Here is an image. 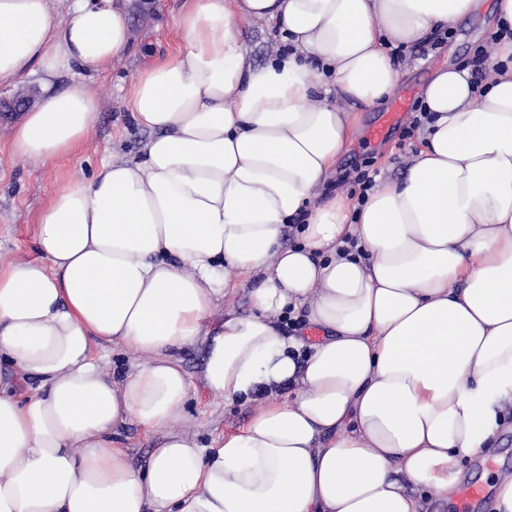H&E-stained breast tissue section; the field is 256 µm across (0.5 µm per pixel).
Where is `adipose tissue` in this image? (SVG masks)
<instances>
[{
    "label": "adipose tissue",
    "mask_w": 512,
    "mask_h": 512,
    "mask_svg": "<svg viewBox=\"0 0 512 512\" xmlns=\"http://www.w3.org/2000/svg\"><path fill=\"white\" fill-rule=\"evenodd\" d=\"M131 0H0V80L38 75L15 155L91 135L96 97L63 74L132 50ZM485 0H187L179 44L127 93L150 133L36 218L37 257L0 260V512H422L512 405V0L492 7V78L438 66L436 113L399 182L362 207L321 188L356 107L396 88L390 47ZM288 45L254 63L237 19ZM319 62L333 92L322 91ZM300 241L284 244L288 224ZM358 253H344L348 238ZM251 311L225 310L235 275ZM302 324L286 332L281 321ZM135 358L121 375L110 346ZM202 347L190 380L179 355ZM263 400L200 444L193 385ZM151 452L133 463L122 430ZM425 489L418 497L416 489Z\"/></svg>",
    "instance_id": "1"
}]
</instances>
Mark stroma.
<instances>
[{
	"mask_svg": "<svg viewBox=\"0 0 512 512\" xmlns=\"http://www.w3.org/2000/svg\"><path fill=\"white\" fill-rule=\"evenodd\" d=\"M182 8L183 0H134L130 13L134 51L106 73L86 72L58 79L59 88H87L98 100L94 131L76 154L46 163L13 155L11 131L20 116L0 114V258L35 256L36 215L57 190L88 179L106 157L138 156L147 134L132 125L124 97L143 60L165 59L174 49L175 25ZM236 29L245 52L258 63L282 44L279 28L265 20L241 19ZM492 34L493 19L485 10L457 23L448 42L437 52L425 58L406 57L399 65L400 80L392 95L373 107L360 109L353 140L337 158L325 193L343 192L357 198L359 187L354 178L359 168L374 172L380 183L399 180L423 147V130L416 126L414 112L401 113L384 138L371 137V129L382 123L396 99H421L422 89L437 66L468 62L475 48L489 43ZM251 411L250 402L214 399L200 389L192 392L186 404L189 426L204 444L243 424Z\"/></svg>",
	"mask_w": 512,
	"mask_h": 512,
	"instance_id": "35a3bbf8",
	"label": "stroma"
}]
</instances>
